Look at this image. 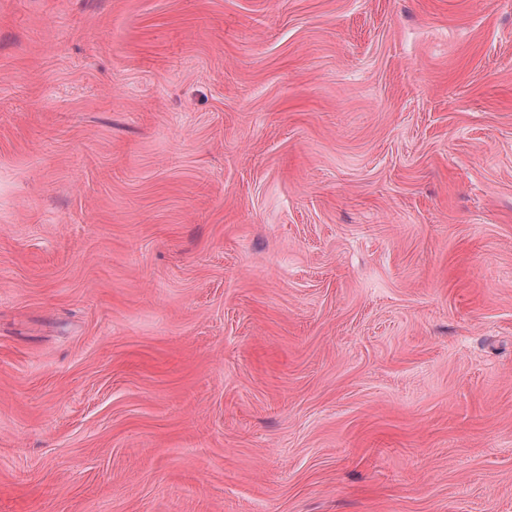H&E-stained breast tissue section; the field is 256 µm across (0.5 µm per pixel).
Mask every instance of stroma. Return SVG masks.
Returning a JSON list of instances; mask_svg holds the SVG:
<instances>
[{"label": "stroma", "instance_id": "35a3bbf8", "mask_svg": "<svg viewBox=\"0 0 512 512\" xmlns=\"http://www.w3.org/2000/svg\"><path fill=\"white\" fill-rule=\"evenodd\" d=\"M0 512H512V0H0Z\"/></svg>", "mask_w": 512, "mask_h": 512}]
</instances>
